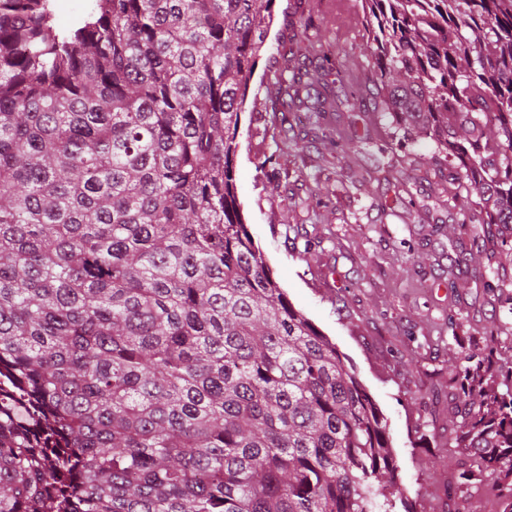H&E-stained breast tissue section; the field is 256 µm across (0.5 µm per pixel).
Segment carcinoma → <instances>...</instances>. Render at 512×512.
<instances>
[{
  "label": "carcinoma",
  "instance_id": "obj_1",
  "mask_svg": "<svg viewBox=\"0 0 512 512\" xmlns=\"http://www.w3.org/2000/svg\"><path fill=\"white\" fill-rule=\"evenodd\" d=\"M273 2L98 0L61 34L0 0V512H391L387 426L235 195ZM362 7L396 145L512 233V0ZM455 383L461 478L512 512V392Z\"/></svg>",
  "mask_w": 512,
  "mask_h": 512
}]
</instances>
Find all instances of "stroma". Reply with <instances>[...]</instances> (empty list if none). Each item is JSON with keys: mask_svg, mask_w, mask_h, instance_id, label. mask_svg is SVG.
<instances>
[{"mask_svg": "<svg viewBox=\"0 0 512 512\" xmlns=\"http://www.w3.org/2000/svg\"><path fill=\"white\" fill-rule=\"evenodd\" d=\"M273 14L252 86L300 67L342 108L328 113L323 141L288 113L295 137L311 143L298 153L276 148L269 104L247 96L234 158L242 220L274 280L381 412L403 494L396 512H500L497 475L478 494L457 480L463 451L448 435L457 404L448 377L490 345L495 366L481 387L512 386V278L490 291L485 257L450 265L476 248L482 228L449 206V166L433 143L399 148L375 112L360 0H275ZM339 130L352 142L341 154L328 141Z\"/></svg>", "mask_w": 512, "mask_h": 512, "instance_id": "35a3bbf8", "label": "stroma"}]
</instances>
